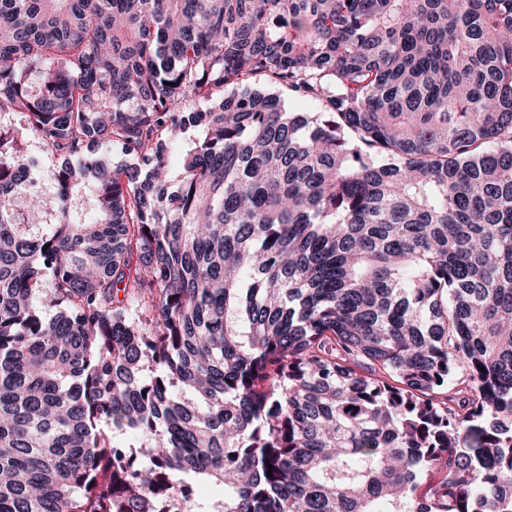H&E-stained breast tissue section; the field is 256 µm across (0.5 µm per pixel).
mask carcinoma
Masks as SVG:
<instances>
[{"label": "carcinoma", "mask_w": 512, "mask_h": 512, "mask_svg": "<svg viewBox=\"0 0 512 512\" xmlns=\"http://www.w3.org/2000/svg\"><path fill=\"white\" fill-rule=\"evenodd\" d=\"M4 110L0 512H512V0H0ZM26 152L39 159L38 171L40 177L30 190L41 191L45 196L52 197L57 190L55 181L56 169L60 166L61 161L54 157H45L42 155L39 143L36 139L31 138L26 143Z\"/></svg>", "instance_id": "1"}]
</instances>
